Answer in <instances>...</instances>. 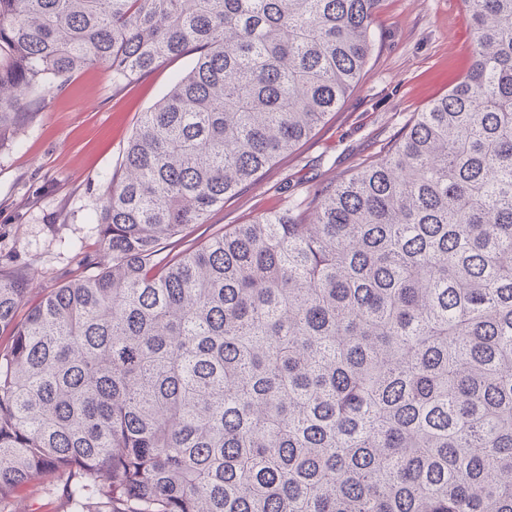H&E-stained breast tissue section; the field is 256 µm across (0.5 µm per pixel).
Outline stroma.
<instances>
[{
  "label": "stroma",
  "mask_w": 512,
  "mask_h": 512,
  "mask_svg": "<svg viewBox=\"0 0 512 512\" xmlns=\"http://www.w3.org/2000/svg\"><path fill=\"white\" fill-rule=\"evenodd\" d=\"M374 46L359 84L311 137L276 159L213 210L166 243L180 250L212 234L287 209L315 186L334 184L378 160L417 112L447 93L472 47L463 0H381ZM190 55L170 57L129 84L93 67L51 91L18 144L0 149V271L25 278L17 315L81 275V255L105 261L96 217L104 185L120 175L142 112L188 71Z\"/></svg>",
  "instance_id": "1"
}]
</instances>
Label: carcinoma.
Returning a JSON list of instances; mask_svg holds the SVG:
<instances>
[{
	"label": "carcinoma",
	"mask_w": 512,
	"mask_h": 512,
	"mask_svg": "<svg viewBox=\"0 0 512 512\" xmlns=\"http://www.w3.org/2000/svg\"><path fill=\"white\" fill-rule=\"evenodd\" d=\"M380 0H0V145L30 98L194 55L105 182L112 265L17 319L0 272V512H512V0L378 161L163 244L311 136ZM15 508L17 512H60V502L56 496L43 493L37 485L22 487L16 493Z\"/></svg>",
	"instance_id": "obj_1"
}]
</instances>
